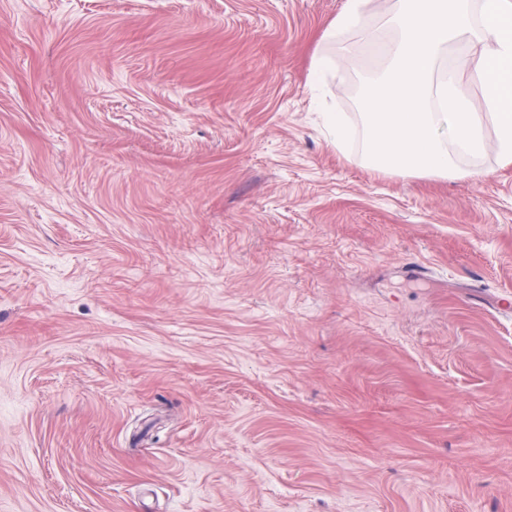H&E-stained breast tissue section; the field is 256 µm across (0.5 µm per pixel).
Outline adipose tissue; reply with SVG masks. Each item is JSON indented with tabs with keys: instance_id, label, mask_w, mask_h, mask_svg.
<instances>
[{
	"instance_id": "ef3b65f1",
	"label": "adipose tissue",
	"mask_w": 512,
	"mask_h": 512,
	"mask_svg": "<svg viewBox=\"0 0 512 512\" xmlns=\"http://www.w3.org/2000/svg\"><path fill=\"white\" fill-rule=\"evenodd\" d=\"M368 0H345L321 42L342 57L356 29L384 57L363 101L364 158L395 176L464 179L461 162L492 151L512 163V0H395L383 39L367 16ZM481 45L469 75L472 99L454 69L441 65L449 45Z\"/></svg>"
}]
</instances>
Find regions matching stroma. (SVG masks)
Wrapping results in <instances>:
<instances>
[{"label":"stroma","instance_id":"obj_1","mask_svg":"<svg viewBox=\"0 0 512 512\" xmlns=\"http://www.w3.org/2000/svg\"><path fill=\"white\" fill-rule=\"evenodd\" d=\"M344 2L0 0V512H512V164L369 168Z\"/></svg>","mask_w":512,"mask_h":512}]
</instances>
